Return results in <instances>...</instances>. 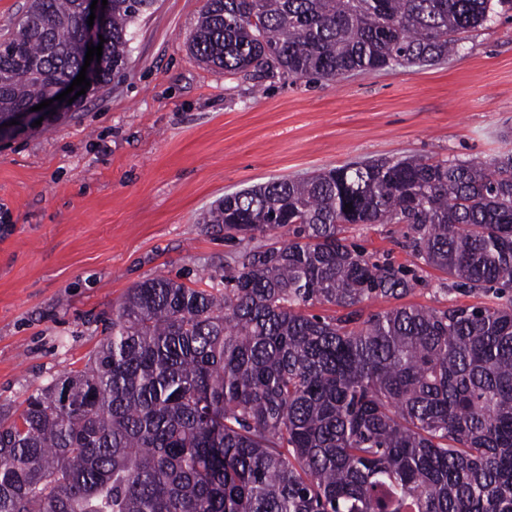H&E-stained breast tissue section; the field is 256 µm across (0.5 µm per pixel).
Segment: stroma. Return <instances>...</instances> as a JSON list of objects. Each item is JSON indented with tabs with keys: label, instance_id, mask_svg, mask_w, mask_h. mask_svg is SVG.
I'll use <instances>...</instances> for the list:
<instances>
[{
	"label": "stroma",
	"instance_id": "35a3bbf8",
	"mask_svg": "<svg viewBox=\"0 0 512 512\" xmlns=\"http://www.w3.org/2000/svg\"><path fill=\"white\" fill-rule=\"evenodd\" d=\"M205 0H155L123 77L60 120L0 140V405L82 368L129 288H192L238 252L205 223L225 194L358 159H489L512 150V20L498 15L434 65L333 81L227 76L188 39ZM405 225L350 224L366 253L415 268L404 304L491 302L415 266Z\"/></svg>",
	"mask_w": 512,
	"mask_h": 512
}]
</instances>
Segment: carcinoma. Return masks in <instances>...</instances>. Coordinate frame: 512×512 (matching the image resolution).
Wrapping results in <instances>:
<instances>
[{
	"label": "carcinoma",
	"mask_w": 512,
	"mask_h": 512,
	"mask_svg": "<svg viewBox=\"0 0 512 512\" xmlns=\"http://www.w3.org/2000/svg\"><path fill=\"white\" fill-rule=\"evenodd\" d=\"M152 5L112 0L99 88ZM497 7L512 0H206L189 48L228 75L332 80L442 60ZM79 12L30 0L0 40V121L80 66ZM207 223L288 239L245 248L206 289H129L83 369L0 410V512H512L511 153L278 179L224 195ZM345 224L406 225L417 260L500 303L362 317L415 279Z\"/></svg>",
	"instance_id": "carcinoma-1"
}]
</instances>
